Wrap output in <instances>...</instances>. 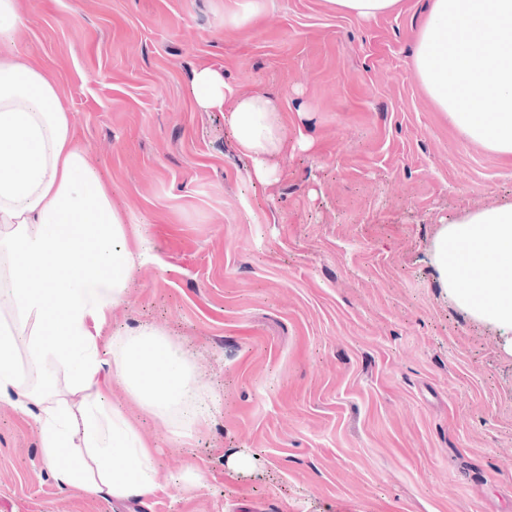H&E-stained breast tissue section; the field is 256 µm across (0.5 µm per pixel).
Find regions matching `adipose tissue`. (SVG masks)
Instances as JSON below:
<instances>
[{"label": "adipose tissue", "mask_w": 512, "mask_h": 512, "mask_svg": "<svg viewBox=\"0 0 512 512\" xmlns=\"http://www.w3.org/2000/svg\"><path fill=\"white\" fill-rule=\"evenodd\" d=\"M413 65L437 109L466 140L512 165V0H430ZM198 105L223 113L248 176L277 181L273 160L314 146L268 96L220 70L194 71ZM73 135L55 82L0 54V398L35 406L44 467L64 490L143 499L162 484L151 445L113 404V385L142 406L178 409L181 444L210 414L188 385L186 354L142 327L101 338L144 260ZM430 263L449 301L498 334L512 355V202L441 225ZM70 382L57 388L53 375Z\"/></svg>", "instance_id": "obj_1"}]
</instances>
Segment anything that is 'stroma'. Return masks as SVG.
<instances>
[{
    "mask_svg": "<svg viewBox=\"0 0 512 512\" xmlns=\"http://www.w3.org/2000/svg\"><path fill=\"white\" fill-rule=\"evenodd\" d=\"M25 0L20 62L57 84L148 259L106 334L189 355L200 434L119 403L165 492L60 489L33 420L0 400V503L21 512H512V355L444 295L440 225L512 201V166L460 136L413 67L428 0L371 20L330 0ZM303 113L311 151L263 187L195 69ZM203 474L189 485L188 464Z\"/></svg>",
    "mask_w": 512,
    "mask_h": 512,
    "instance_id": "stroma-1",
    "label": "stroma"
}]
</instances>
